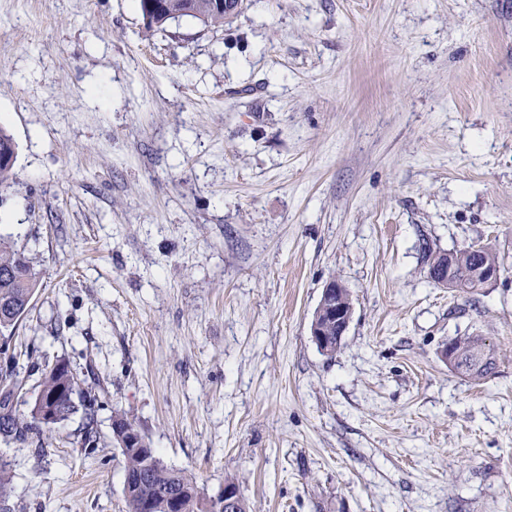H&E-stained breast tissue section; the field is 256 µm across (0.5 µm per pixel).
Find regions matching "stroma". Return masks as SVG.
Here are the masks:
<instances>
[{
    "label": "stroma",
    "mask_w": 512,
    "mask_h": 512,
    "mask_svg": "<svg viewBox=\"0 0 512 512\" xmlns=\"http://www.w3.org/2000/svg\"><path fill=\"white\" fill-rule=\"evenodd\" d=\"M0 234L40 287L9 343L27 412L66 361L97 396L0 444L11 512H128L127 413L204 501L512 512V0H243L147 29L136 0H0ZM493 245L469 297L426 250ZM353 317L323 355L324 284ZM481 336L473 383L442 348Z\"/></svg>",
    "instance_id": "stroma-1"
}]
</instances>
